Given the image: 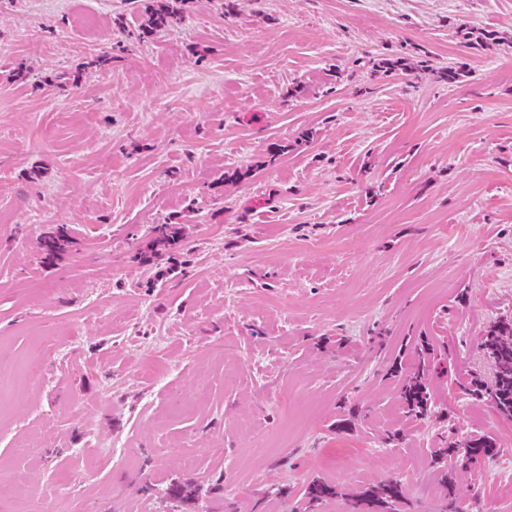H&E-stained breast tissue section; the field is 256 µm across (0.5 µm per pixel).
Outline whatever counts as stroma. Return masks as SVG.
Here are the masks:
<instances>
[{"label": "stroma", "mask_w": 512, "mask_h": 512, "mask_svg": "<svg viewBox=\"0 0 512 512\" xmlns=\"http://www.w3.org/2000/svg\"><path fill=\"white\" fill-rule=\"evenodd\" d=\"M228 2L0 0V512L74 473L63 512H306L316 478L353 512L391 477L401 512H512V420L469 391L512 321V0ZM400 398L406 412L415 417L425 415L432 402L431 393L419 372L401 388ZM495 452L496 444L494 440L484 435L471 437L463 443L449 445L448 448H438L435 451L439 464V467L434 471L435 484L446 495L450 494L459 467L463 469L464 465H470L479 458L491 456ZM447 461L448 464H446Z\"/></svg>", "instance_id": "stroma-1"}]
</instances>
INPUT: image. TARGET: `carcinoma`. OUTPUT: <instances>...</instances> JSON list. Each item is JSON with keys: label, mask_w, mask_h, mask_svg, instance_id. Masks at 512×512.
I'll list each match as a JSON object with an SVG mask.
<instances>
[{"label": "carcinoma", "mask_w": 512, "mask_h": 512, "mask_svg": "<svg viewBox=\"0 0 512 512\" xmlns=\"http://www.w3.org/2000/svg\"><path fill=\"white\" fill-rule=\"evenodd\" d=\"M181 21L182 17L176 11L162 6L154 12L149 26L154 29L165 28ZM482 346L485 355L494 364L495 380L490 387L477 380L471 382L472 394L487 399L500 416L512 419V323H503L490 330L484 337ZM400 398L406 412L415 417L425 415L432 402L431 393L419 374L401 388ZM495 452L494 440L484 435L436 450L440 462L434 471L435 484L443 492L450 493L458 469ZM333 494L334 487L323 480H314L307 487V497L313 504H319ZM402 497L400 481L391 478L354 495L353 509L356 512H396Z\"/></svg>", "instance_id": "cac0c4a2"}]
</instances>
